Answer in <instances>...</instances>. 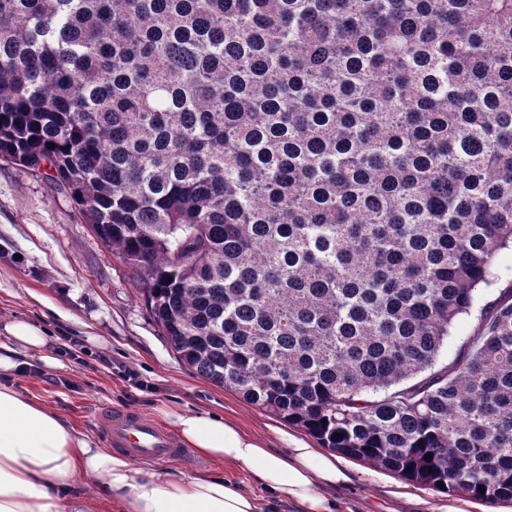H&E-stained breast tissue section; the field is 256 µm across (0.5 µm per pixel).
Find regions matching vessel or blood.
<instances>
[{"label":"vessel or blood","mask_w":512,"mask_h":512,"mask_svg":"<svg viewBox=\"0 0 512 512\" xmlns=\"http://www.w3.org/2000/svg\"><path fill=\"white\" fill-rule=\"evenodd\" d=\"M106 425L110 446L134 461L181 460L189 451L171 433L129 409H102L97 413Z\"/></svg>","instance_id":"obj_1"}]
</instances>
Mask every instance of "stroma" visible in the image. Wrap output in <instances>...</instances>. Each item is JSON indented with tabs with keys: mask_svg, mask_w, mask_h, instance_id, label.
<instances>
[{
	"mask_svg": "<svg viewBox=\"0 0 512 512\" xmlns=\"http://www.w3.org/2000/svg\"><path fill=\"white\" fill-rule=\"evenodd\" d=\"M41 328L53 370L19 386L66 421L103 440L95 418L104 406L135 410L161 421V408L207 411L263 437L281 452L287 437L318 440L181 361L152 317L131 270L84 224L69 195L23 167L0 161V342L6 322ZM81 341L83 362L64 351L65 337ZM111 367H104V359ZM135 373L128 382L124 371ZM349 484L330 497L347 512H432L438 490L407 482L380 467L347 459Z\"/></svg>",
	"mask_w": 512,
	"mask_h": 512,
	"instance_id": "stroma-1",
	"label": "stroma"
}]
</instances>
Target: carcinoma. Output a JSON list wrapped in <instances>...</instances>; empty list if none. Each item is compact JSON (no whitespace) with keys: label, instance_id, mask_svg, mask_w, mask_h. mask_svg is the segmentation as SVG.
Wrapping results in <instances>:
<instances>
[{"label":"carcinoma","instance_id":"obj_1","mask_svg":"<svg viewBox=\"0 0 512 512\" xmlns=\"http://www.w3.org/2000/svg\"><path fill=\"white\" fill-rule=\"evenodd\" d=\"M0 161L75 200L204 378L512 500V286L477 305L512 248V0H0ZM478 333V321L476 316H461L450 329L448 344L443 349L438 365L452 363L460 354L462 346L472 336Z\"/></svg>","mask_w":512,"mask_h":512}]
</instances>
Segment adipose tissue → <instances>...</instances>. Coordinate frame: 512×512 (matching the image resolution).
<instances>
[{
	"label": "adipose tissue",
	"instance_id": "obj_1",
	"mask_svg": "<svg viewBox=\"0 0 512 512\" xmlns=\"http://www.w3.org/2000/svg\"><path fill=\"white\" fill-rule=\"evenodd\" d=\"M0 343V512H264L266 499L293 504L297 512H340L326 490L347 484L342 460L295 439L277 453L259 438L201 411L169 413L188 447L215 462V469L173 473L135 465L99 447L44 401L12 382L24 355L46 354L42 331L23 320L6 323ZM249 474L264 497L225 481L221 465Z\"/></svg>",
	"mask_w": 512,
	"mask_h": 512
}]
</instances>
